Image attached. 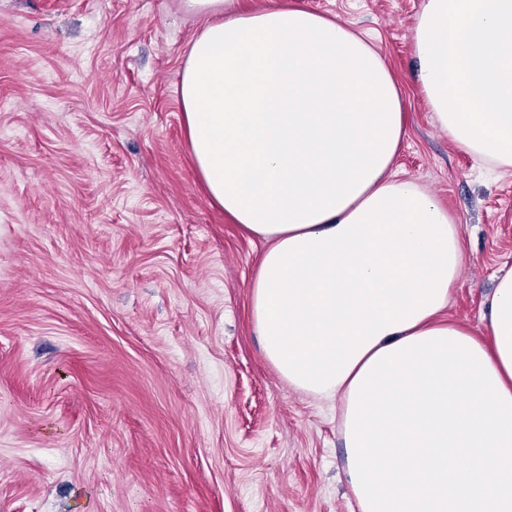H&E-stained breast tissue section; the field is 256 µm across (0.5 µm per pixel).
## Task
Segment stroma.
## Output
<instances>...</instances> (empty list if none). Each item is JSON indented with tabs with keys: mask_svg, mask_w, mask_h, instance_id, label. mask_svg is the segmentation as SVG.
I'll use <instances>...</instances> for the list:
<instances>
[{
	"mask_svg": "<svg viewBox=\"0 0 512 512\" xmlns=\"http://www.w3.org/2000/svg\"><path fill=\"white\" fill-rule=\"evenodd\" d=\"M400 84L395 168L466 247L447 317L481 331L512 269V175L438 130L414 77L422 0H306ZM183 0H0V512H359L334 401L254 330L264 243L214 207L176 84Z\"/></svg>",
	"mask_w": 512,
	"mask_h": 512,
	"instance_id": "obj_1",
	"label": "stroma"
}]
</instances>
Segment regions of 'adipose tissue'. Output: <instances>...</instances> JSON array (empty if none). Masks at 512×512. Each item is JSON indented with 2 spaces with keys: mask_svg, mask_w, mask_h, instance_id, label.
<instances>
[{
  "mask_svg": "<svg viewBox=\"0 0 512 512\" xmlns=\"http://www.w3.org/2000/svg\"><path fill=\"white\" fill-rule=\"evenodd\" d=\"M213 20L177 92L212 203L266 249L250 306L289 388L338 398L381 348L426 331L473 337L512 394V271L482 333L443 319L465 262L437 196L399 176L402 94L383 56L305 0H185ZM415 79L434 124L512 172V0H423Z\"/></svg>",
  "mask_w": 512,
  "mask_h": 512,
  "instance_id": "ef3b65f1",
  "label": "adipose tissue"
}]
</instances>
